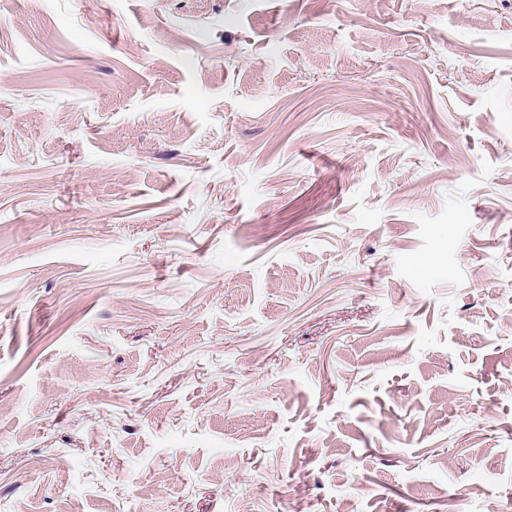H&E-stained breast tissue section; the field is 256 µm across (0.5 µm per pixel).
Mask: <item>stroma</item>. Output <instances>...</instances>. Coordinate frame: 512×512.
<instances>
[{
	"mask_svg": "<svg viewBox=\"0 0 512 512\" xmlns=\"http://www.w3.org/2000/svg\"><path fill=\"white\" fill-rule=\"evenodd\" d=\"M512 505V0H0V512Z\"/></svg>",
	"mask_w": 512,
	"mask_h": 512,
	"instance_id": "35a3bbf8",
	"label": "stroma"
}]
</instances>
